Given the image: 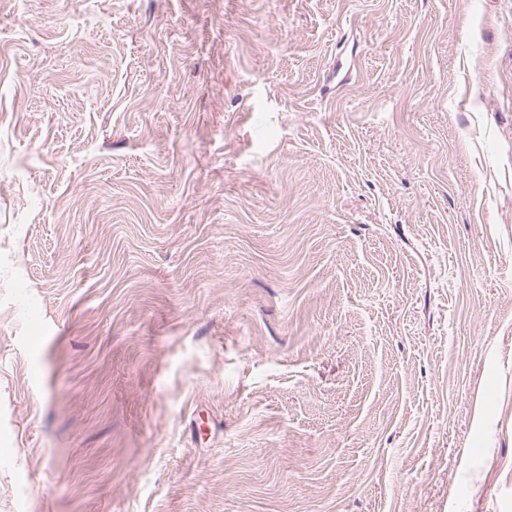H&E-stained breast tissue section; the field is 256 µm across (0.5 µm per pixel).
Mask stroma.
<instances>
[{
	"instance_id": "stroma-1",
	"label": "stroma",
	"mask_w": 512,
	"mask_h": 512,
	"mask_svg": "<svg viewBox=\"0 0 512 512\" xmlns=\"http://www.w3.org/2000/svg\"><path fill=\"white\" fill-rule=\"evenodd\" d=\"M0 512H512V0H0Z\"/></svg>"
}]
</instances>
